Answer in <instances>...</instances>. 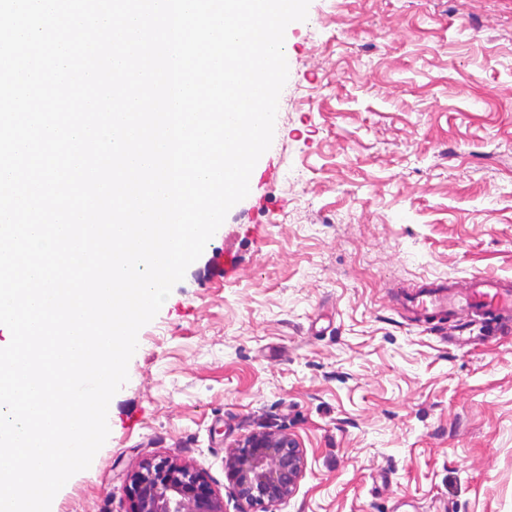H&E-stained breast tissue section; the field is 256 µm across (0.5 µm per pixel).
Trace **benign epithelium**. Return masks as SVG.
<instances>
[{
	"mask_svg": "<svg viewBox=\"0 0 512 512\" xmlns=\"http://www.w3.org/2000/svg\"><path fill=\"white\" fill-rule=\"evenodd\" d=\"M307 465L299 441L281 429L246 437L225 460V476L239 512L294 495ZM132 512H224V499L206 475L173 458L147 459L129 475Z\"/></svg>",
	"mask_w": 512,
	"mask_h": 512,
	"instance_id": "benign-epithelium-1",
	"label": "benign epithelium"
}]
</instances>
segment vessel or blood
<instances>
[{
    "mask_svg": "<svg viewBox=\"0 0 512 512\" xmlns=\"http://www.w3.org/2000/svg\"><path fill=\"white\" fill-rule=\"evenodd\" d=\"M399 305L415 319L446 317L456 322L453 344L467 343L473 319H481L488 332H512V284L485 275L418 286L396 296Z\"/></svg>",
    "mask_w": 512,
    "mask_h": 512,
    "instance_id": "obj_1",
    "label": "vessel or blood"
}]
</instances>
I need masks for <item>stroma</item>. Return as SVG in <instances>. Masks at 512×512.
I'll return each instance as SVG.
<instances>
[{"instance_id":"obj_1","label":"stroma","mask_w":512,"mask_h":512,"mask_svg":"<svg viewBox=\"0 0 512 512\" xmlns=\"http://www.w3.org/2000/svg\"><path fill=\"white\" fill-rule=\"evenodd\" d=\"M271 147L138 333L109 436L50 512H131L127 478L282 429L265 512H512V335L448 344L393 296L512 280V0H311Z\"/></svg>"}]
</instances>
